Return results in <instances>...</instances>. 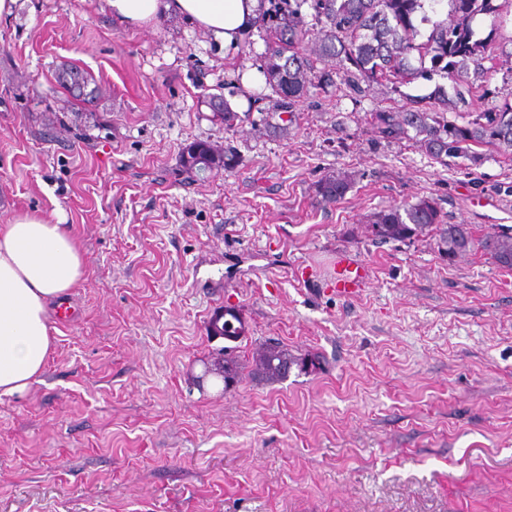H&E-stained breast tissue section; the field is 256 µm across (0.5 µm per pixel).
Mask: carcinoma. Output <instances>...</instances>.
Wrapping results in <instances>:
<instances>
[{"instance_id": "obj_1", "label": "carcinoma", "mask_w": 512, "mask_h": 512, "mask_svg": "<svg viewBox=\"0 0 512 512\" xmlns=\"http://www.w3.org/2000/svg\"><path fill=\"white\" fill-rule=\"evenodd\" d=\"M431 2L432 12L448 5L447 18L431 22L424 3ZM495 0H267L257 20L258 27L269 35L264 54L263 74L266 83L289 109L307 94L312 86L328 88L336 85L333 71L313 65L303 45L316 33L315 54L323 61H336V71L351 75L366 85L379 82L409 84L419 77L441 75L455 84L465 83L469 75L485 73L484 61L491 37L476 38L473 22L479 15L497 12ZM313 10L312 23L307 24L303 6ZM432 24L426 40L416 41L420 25ZM430 66H425V63ZM58 83L67 91L88 88L92 76L73 66L66 75L56 74ZM215 120L224 129L233 128L240 120L224 98L213 95L208 100ZM374 128L387 140L410 138L437 162L446 165L450 159L468 161L477 168L486 159L483 147H493L512 155V102L486 110L476 108L468 120L457 124L448 119V108L438 100L419 102L396 112L392 109L374 113ZM237 157L230 148H219L211 142L195 141L186 145L179 156V171L194 180L201 171H230ZM352 186L345 172L324 175L316 184V193L325 203H335ZM444 224V214L434 199L422 197L414 203L395 205L374 215L370 224L373 240L379 242L412 241ZM440 229V228H438ZM441 242L448 258L461 257L480 247L503 268L512 269V235L492 234L481 240L473 237L466 224H445L440 229ZM207 332L221 335L227 341L245 337L247 326L235 308L225 310L222 328L210 323ZM317 356L297 357L279 345H265L252 357L250 372L267 382L287 377L285 364L305 370L317 367ZM242 365L224 348V386L239 378Z\"/></svg>"}]
</instances>
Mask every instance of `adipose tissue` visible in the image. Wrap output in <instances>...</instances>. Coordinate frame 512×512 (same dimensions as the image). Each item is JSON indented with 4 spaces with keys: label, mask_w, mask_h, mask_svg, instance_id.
<instances>
[{
    "label": "adipose tissue",
    "mask_w": 512,
    "mask_h": 512,
    "mask_svg": "<svg viewBox=\"0 0 512 512\" xmlns=\"http://www.w3.org/2000/svg\"><path fill=\"white\" fill-rule=\"evenodd\" d=\"M121 22L141 26L165 15L189 19L232 45L256 20L258 0H104ZM81 253L62 225L20 212L0 224V396L38 381L51 353L54 300L79 286Z\"/></svg>",
    "instance_id": "ef3b65f1"
}]
</instances>
